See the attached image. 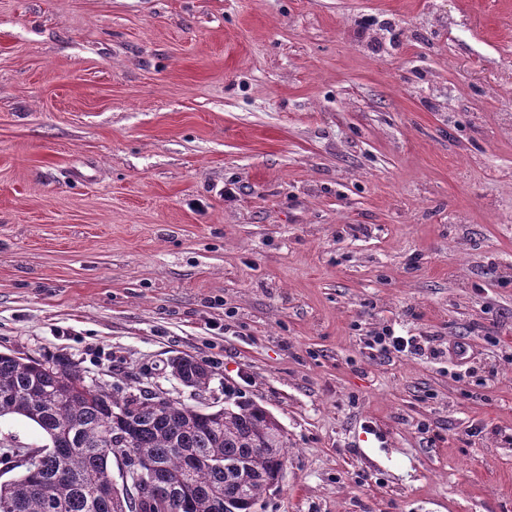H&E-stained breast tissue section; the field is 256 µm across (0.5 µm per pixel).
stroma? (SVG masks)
<instances>
[{"mask_svg":"<svg viewBox=\"0 0 512 512\" xmlns=\"http://www.w3.org/2000/svg\"><path fill=\"white\" fill-rule=\"evenodd\" d=\"M511 68L512 0H0V350L262 406L265 512H512ZM422 336H396L393 329L383 327L368 336L367 347L377 349L382 353H396L406 357L419 356L425 353L427 345L422 344L419 339ZM176 357L170 360V374L179 379L183 384L198 389L200 392L209 388L213 377V371L208 363L193 356Z\"/></svg>","mask_w":512,"mask_h":512,"instance_id":"stroma-1","label":"stroma"}]
</instances>
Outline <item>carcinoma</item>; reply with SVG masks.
I'll use <instances>...</instances> for the list:
<instances>
[{"label":"carcinoma","instance_id":"obj_1","mask_svg":"<svg viewBox=\"0 0 512 512\" xmlns=\"http://www.w3.org/2000/svg\"><path fill=\"white\" fill-rule=\"evenodd\" d=\"M170 374L203 392L213 371L194 357L170 360ZM33 423L47 443L33 449L39 471L0 483V512H224V497L240 509L262 498L284 470L283 429L252 402L226 405L219 415L164 398L138 382L111 385L64 356L0 353V418ZM248 464L240 480L229 468ZM149 465L144 502L117 486L112 464Z\"/></svg>","mask_w":512,"mask_h":512}]
</instances>
